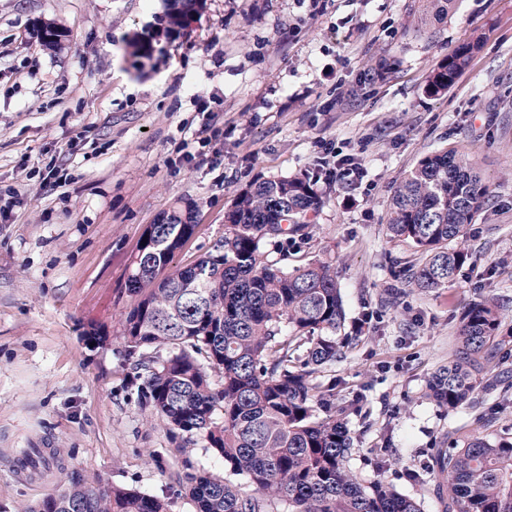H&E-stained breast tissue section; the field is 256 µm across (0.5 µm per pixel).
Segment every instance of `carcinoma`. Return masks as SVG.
Instances as JSON below:
<instances>
[{"mask_svg":"<svg viewBox=\"0 0 512 512\" xmlns=\"http://www.w3.org/2000/svg\"><path fill=\"white\" fill-rule=\"evenodd\" d=\"M417 26L457 8L458 0H421ZM201 0H165L164 30L180 35ZM129 55L149 59L154 43L134 34ZM479 42L448 54L429 76L431 95L448 90ZM488 203L474 161L455 150L427 155L393 189L387 231L421 255L408 286L431 293L453 284L474 262L467 228ZM319 196L303 177L269 179L240 190L225 215L224 241L195 264L163 274L193 235L194 206L163 213L131 257L130 300L119 338L131 361L146 422L180 440L183 452L202 437L204 451L245 479L251 492L206 471L189 473L196 512H421L416 499L352 467L347 406L322 389L317 374L346 357L339 335L346 309L328 261L292 269L268 261L269 238L306 228ZM497 303L475 301L460 318L453 359L431 376L426 396L455 411L470 403L478 377L499 347ZM434 493L444 512H512V439L474 437L436 450ZM28 512H167L165 500L87 479L72 470Z\"/></svg>","mask_w":512,"mask_h":512,"instance_id":"carcinoma-1","label":"carcinoma"}]
</instances>
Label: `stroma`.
I'll return each instance as SVG.
<instances>
[{
  "label": "stroma",
  "mask_w": 512,
  "mask_h": 512,
  "mask_svg": "<svg viewBox=\"0 0 512 512\" xmlns=\"http://www.w3.org/2000/svg\"><path fill=\"white\" fill-rule=\"evenodd\" d=\"M419 6L203 0L138 69L126 40L156 36L163 0H0V512L41 501L66 469L195 512L186 465L220 475L224 464L199 448L180 454L126 385L127 267L146 227L189 204L196 229L174 265H193L223 240L236 193L281 176L309 177L321 206L302 234L263 250L281 266L336 269L342 333L355 343L318 381L356 403L353 469L371 478L385 451V479L422 512H442L431 482L408 470L452 438H512V397L481 384L476 408L449 412L425 395L475 299L502 305L498 354L512 372V0H461L421 32ZM44 22L64 31L58 47L37 37ZM473 41L454 84L429 95L437 64ZM453 147L489 190L463 241L475 263L446 289L413 292L415 255L386 228L392 189ZM340 159L363 179H339ZM96 324L111 344L87 341ZM30 448L54 449L63 469L16 472Z\"/></svg>",
  "instance_id": "obj_1"
}]
</instances>
